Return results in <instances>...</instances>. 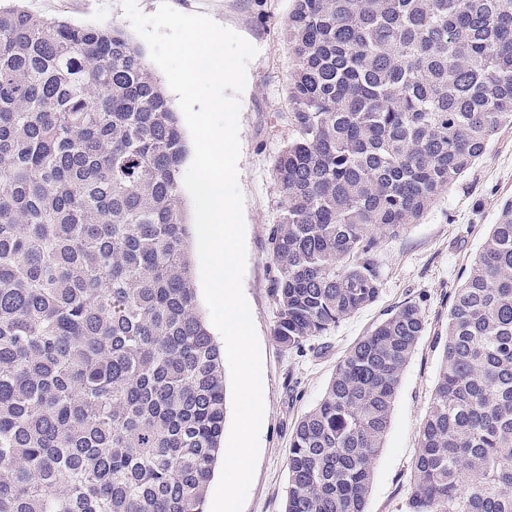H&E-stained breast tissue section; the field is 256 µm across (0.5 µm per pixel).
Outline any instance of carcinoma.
Here are the masks:
<instances>
[{"label":"carcinoma","mask_w":512,"mask_h":512,"mask_svg":"<svg viewBox=\"0 0 512 512\" xmlns=\"http://www.w3.org/2000/svg\"><path fill=\"white\" fill-rule=\"evenodd\" d=\"M293 135L276 155L273 336L301 349L380 293V239L512 124V0H293ZM186 144L115 24L0 5V512H202L224 355L201 316ZM403 512H512V198L462 285ZM406 301L299 422L284 512H366Z\"/></svg>","instance_id":"carcinoma-1"}]
</instances>
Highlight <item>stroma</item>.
<instances>
[{
  "label": "stroma",
  "instance_id": "35a3bbf8",
  "mask_svg": "<svg viewBox=\"0 0 512 512\" xmlns=\"http://www.w3.org/2000/svg\"><path fill=\"white\" fill-rule=\"evenodd\" d=\"M169 2L178 12L209 16L258 50L240 95L238 182L247 253L243 292L261 349L264 416L243 512H283L289 448L298 422L320 401L344 353L393 308L411 299L421 308L426 331L404 368L366 504V512H401L419 425L437 380L449 295L461 285L496 221L499 204L512 197V126L497 132L484 155L417 223L383 239L378 249L382 286L375 302L310 341L303 352L286 349L273 336L270 228L283 204L274 159L292 136L287 112L293 59L284 31L292 0ZM19 5L80 26L111 22L133 44H144L120 0H19Z\"/></svg>",
  "mask_w": 512,
  "mask_h": 512
}]
</instances>
